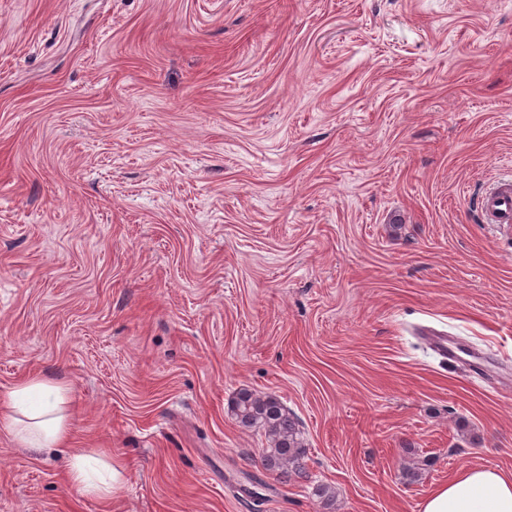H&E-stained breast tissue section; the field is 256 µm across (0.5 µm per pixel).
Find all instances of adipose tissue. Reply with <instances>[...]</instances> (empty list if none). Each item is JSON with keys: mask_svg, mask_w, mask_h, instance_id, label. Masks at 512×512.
<instances>
[{"mask_svg": "<svg viewBox=\"0 0 512 512\" xmlns=\"http://www.w3.org/2000/svg\"><path fill=\"white\" fill-rule=\"evenodd\" d=\"M65 388L44 376H33L7 395L0 421L25 448H57L70 431L61 407ZM72 484L87 494L107 499L123 481L121 465H101L90 453L75 454L70 462ZM421 512H512V476L483 465L456 471L424 501Z\"/></svg>", "mask_w": 512, "mask_h": 512, "instance_id": "1", "label": "adipose tissue"}]
</instances>
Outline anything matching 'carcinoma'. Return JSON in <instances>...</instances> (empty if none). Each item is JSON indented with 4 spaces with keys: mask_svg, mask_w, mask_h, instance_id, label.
Masks as SVG:
<instances>
[{
    "mask_svg": "<svg viewBox=\"0 0 512 512\" xmlns=\"http://www.w3.org/2000/svg\"><path fill=\"white\" fill-rule=\"evenodd\" d=\"M228 413L242 429L264 430L269 448L264 465L283 477H303L307 448L298 419L272 394L240 390L231 400Z\"/></svg>",
    "mask_w": 512,
    "mask_h": 512,
    "instance_id": "obj_1",
    "label": "carcinoma"
}]
</instances>
